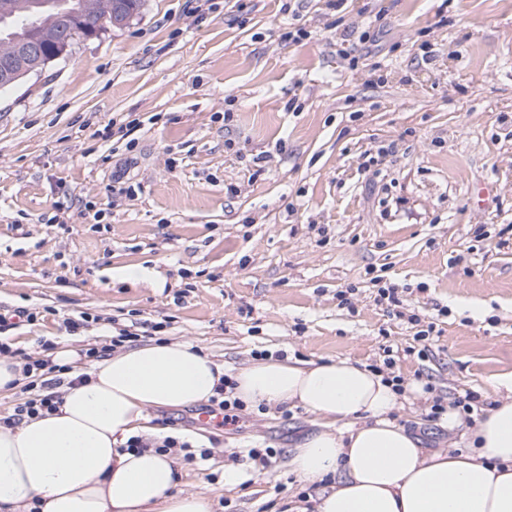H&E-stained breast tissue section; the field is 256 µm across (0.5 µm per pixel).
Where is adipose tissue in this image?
<instances>
[{"instance_id":"1","label":"adipose tissue","mask_w":512,"mask_h":512,"mask_svg":"<svg viewBox=\"0 0 512 512\" xmlns=\"http://www.w3.org/2000/svg\"><path fill=\"white\" fill-rule=\"evenodd\" d=\"M66 366L57 411L0 425V512H213L205 494L176 490L170 453L126 450L158 438L151 408L208 401L223 368L182 342L146 343L91 364ZM237 397L293 405L320 430L290 452L288 468L313 485L314 512H512V398L478 420L468 450L426 452L392 414L400 395L383 374L345 360L264 358L238 370Z\"/></svg>"}]
</instances>
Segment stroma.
I'll return each instance as SVG.
<instances>
[{
    "instance_id": "obj_1",
    "label": "stroma",
    "mask_w": 512,
    "mask_h": 512,
    "mask_svg": "<svg viewBox=\"0 0 512 512\" xmlns=\"http://www.w3.org/2000/svg\"><path fill=\"white\" fill-rule=\"evenodd\" d=\"M283 2L146 0L0 89V336L21 357L70 347L80 369L144 322L228 374L261 351L390 355L405 384L476 395L481 417L512 374V0H303L295 18ZM291 22L305 38L283 40ZM125 115L140 121L126 137ZM413 313L437 334L418 341ZM67 314L85 326L66 331ZM429 408L411 393L394 416L428 451L466 449L470 425ZM199 411L149 413L211 451L174 449L179 489L215 512H291L314 495L288 457L315 415L252 405L206 427ZM251 448L276 449L272 467L248 464Z\"/></svg>"
}]
</instances>
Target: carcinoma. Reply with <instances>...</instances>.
Instances as JSON below:
<instances>
[{"mask_svg": "<svg viewBox=\"0 0 512 512\" xmlns=\"http://www.w3.org/2000/svg\"><path fill=\"white\" fill-rule=\"evenodd\" d=\"M87 0H0V10L8 16L0 15V56L8 53L16 39L42 36L49 54L57 50V44L47 37L56 23L55 11L62 9L76 16L73 40L91 36V30L104 28L111 19L121 14L138 12L145 0H98L103 7L96 11L88 10Z\"/></svg>", "mask_w": 512, "mask_h": 512, "instance_id": "carcinoma-1", "label": "carcinoma"}]
</instances>
